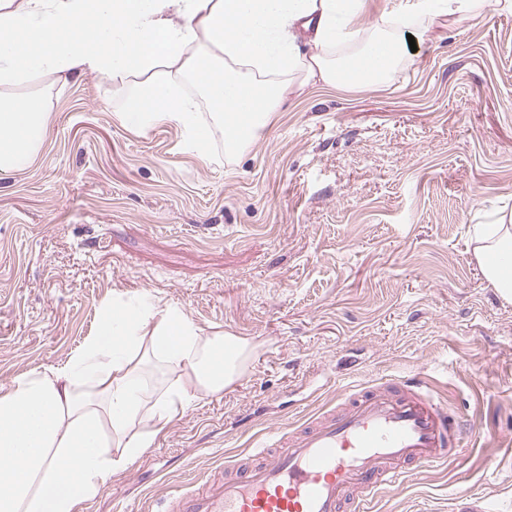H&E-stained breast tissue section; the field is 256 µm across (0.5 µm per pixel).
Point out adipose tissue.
Returning a JSON list of instances; mask_svg holds the SVG:
<instances>
[{
  "instance_id": "1",
  "label": "adipose tissue",
  "mask_w": 512,
  "mask_h": 512,
  "mask_svg": "<svg viewBox=\"0 0 512 512\" xmlns=\"http://www.w3.org/2000/svg\"><path fill=\"white\" fill-rule=\"evenodd\" d=\"M369 0H0V173L31 166L56 88L111 78L131 130L173 125L185 150L212 159L215 132L238 155L310 84L385 81L440 17L512 12V0H412L367 25ZM210 120H203V112ZM474 257L512 302V214L478 225ZM250 343L195 325L149 296L137 312L114 300L59 367L0 387V512H77L98 497L197 399L236 382Z\"/></svg>"
}]
</instances>
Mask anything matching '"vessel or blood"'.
I'll return each instance as SVG.
<instances>
[{"mask_svg": "<svg viewBox=\"0 0 512 512\" xmlns=\"http://www.w3.org/2000/svg\"><path fill=\"white\" fill-rule=\"evenodd\" d=\"M274 448L169 512H366L400 464L429 467L460 455V424L422 379L351 388L336 408L279 424Z\"/></svg>", "mask_w": 512, "mask_h": 512, "instance_id": "b4317fda", "label": "vessel or blood"}]
</instances>
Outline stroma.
Listing matches in <instances>:
<instances>
[{
    "label": "stroma",
    "mask_w": 512,
    "mask_h": 512,
    "mask_svg": "<svg viewBox=\"0 0 512 512\" xmlns=\"http://www.w3.org/2000/svg\"><path fill=\"white\" fill-rule=\"evenodd\" d=\"M512 211V13L440 21L391 77L309 87L233 158L137 133L112 81L62 89L34 165L0 174V385L60 366L112 295L148 294L254 357L82 512H166L344 386L424 372L462 457L400 475L371 512H512V304L473 255Z\"/></svg>",
    "instance_id": "obj_1"
}]
</instances>
